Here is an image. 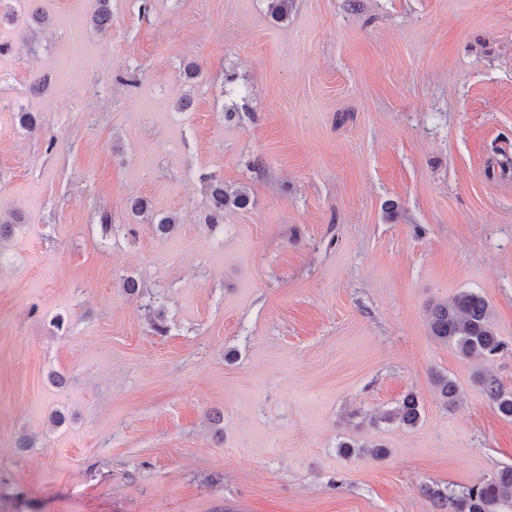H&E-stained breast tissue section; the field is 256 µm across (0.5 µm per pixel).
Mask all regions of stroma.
<instances>
[{
    "label": "stroma",
    "mask_w": 512,
    "mask_h": 512,
    "mask_svg": "<svg viewBox=\"0 0 512 512\" xmlns=\"http://www.w3.org/2000/svg\"><path fill=\"white\" fill-rule=\"evenodd\" d=\"M36 5L0 21V512H452L429 490L512 465L474 380L512 390V0ZM210 177L252 200L216 228ZM463 292L481 366L427 325ZM409 393L417 427L370 423ZM428 326L438 342L453 345L463 358L473 362L491 359L504 349L493 329L488 304L474 292L436 304Z\"/></svg>",
    "instance_id": "stroma-1"
}]
</instances>
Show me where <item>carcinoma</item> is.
Instances as JSON below:
<instances>
[{"label":"carcinoma","mask_w":512,"mask_h":512,"mask_svg":"<svg viewBox=\"0 0 512 512\" xmlns=\"http://www.w3.org/2000/svg\"><path fill=\"white\" fill-rule=\"evenodd\" d=\"M269 15L276 21L288 19L292 0H266ZM28 9L29 20L36 24L46 22V16L33 7V0H0V16L12 19L17 10ZM112 22V0H96V8L90 17V25L97 31H106ZM208 199L212 211L211 226L224 220V210L244 208L250 202L247 189H224V182L209 184ZM428 326L438 342L453 345L465 359L485 361L499 354L504 343L496 335L491 321V311L484 298L474 292L462 293L451 301L436 304L430 311ZM476 382L482 392L504 418L512 420V390H506L496 378L476 373ZM436 389L450 407L458 402V387L446 375L434 378ZM420 420L419 403L412 394L406 395L400 404L376 417L372 424L398 422L414 427ZM439 500L448 498L454 512H512V466H506L488 478L480 480L467 491L457 494L448 491H428Z\"/></svg>","instance_id":"carcinoma-1"}]
</instances>
